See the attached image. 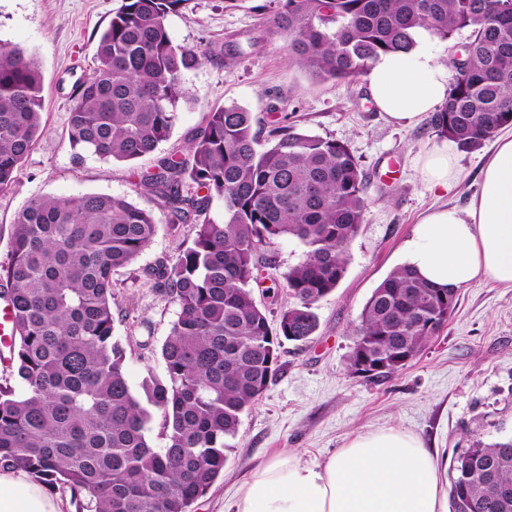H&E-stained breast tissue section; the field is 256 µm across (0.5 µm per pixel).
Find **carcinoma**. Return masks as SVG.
Instances as JSON below:
<instances>
[{"label":"carcinoma","instance_id":"obj_1","mask_svg":"<svg viewBox=\"0 0 512 512\" xmlns=\"http://www.w3.org/2000/svg\"><path fill=\"white\" fill-rule=\"evenodd\" d=\"M186 0H124L101 34L96 66L68 112L75 157L132 163L168 139L192 99L186 75L203 57L173 42L167 16ZM267 25L289 60L322 80L355 81L383 54L409 50L421 28L441 41L471 30L451 61L448 96L430 116L437 135L473 152L512 127V0H280ZM42 73L23 49L0 43V192L9 190L42 132ZM259 149L254 118L231 105L208 112L188 156L134 171L137 190L194 224L191 245L148 271L177 319L164 374L130 387L114 340L112 273L157 234L153 215L124 196L39 197L17 213L0 298L12 307L10 358L25 391L0 383V465L70 494L76 512H192L224 473L240 417L279 369L280 338L305 342L314 312L344 277L363 223L364 175L347 146L278 126ZM224 202V222L208 217ZM303 246L283 274L295 299L271 327L252 284L280 239ZM458 293L423 283L403 264L372 291L354 328L347 369L369 351L387 377L415 358L457 308ZM159 423L166 446L148 432ZM451 507L512 512V441H473L451 468Z\"/></svg>","mask_w":512,"mask_h":512}]
</instances>
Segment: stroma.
I'll return each instance as SVG.
<instances>
[{
    "label": "stroma",
    "mask_w": 512,
    "mask_h": 512,
    "mask_svg": "<svg viewBox=\"0 0 512 512\" xmlns=\"http://www.w3.org/2000/svg\"><path fill=\"white\" fill-rule=\"evenodd\" d=\"M121 4L0 0V40L34 59L45 97L36 147L11 190L0 192V265L10 257L16 213L34 198L106 193L151 212L157 235L112 277L114 338L125 350L132 388L148 375H163L161 348L178 313L148 271L195 237L191 224L169 230L165 211L136 191L133 169L151 168L160 155H187L206 113L235 104L253 113L260 134L286 124L343 143L364 175V220L349 246L344 277L315 306V335L304 343L283 341L277 376L242 414L224 475L194 512H224L260 460L288 451L323 464L363 432L393 428L417 434L446 471L473 440L512 438V287L480 281L460 290L457 309L438 336L389 377L357 376L346 365L359 315L374 288L404 264V244L415 224L432 208L467 206L488 148L458 152V183L445 194L432 191L417 166L419 156L440 142L428 122L389 123L376 111L365 81H320L290 63L285 38L266 26L279 0H244L236 8L224 0H185L166 23L175 43L193 47L204 60L187 76L193 101L179 108L170 138L156 155L133 165L93 156L74 162L69 108L95 67L98 38Z\"/></svg>",
    "instance_id": "1"
}]
</instances>
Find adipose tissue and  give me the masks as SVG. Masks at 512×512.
<instances>
[{"label":"adipose tissue","mask_w":512,"mask_h":512,"mask_svg":"<svg viewBox=\"0 0 512 512\" xmlns=\"http://www.w3.org/2000/svg\"><path fill=\"white\" fill-rule=\"evenodd\" d=\"M407 51L375 60L365 75L375 107L411 125L436 112L449 72L417 30ZM457 146L443 140L419 158L433 190L458 179ZM406 263L426 284L459 290L479 280L512 287V135L499 137L482 168L479 191L465 209L437 208L404 245ZM447 482L416 434L388 429L353 437L326 464L286 453L259 462L227 512H448ZM0 512H61L23 471H0Z\"/></svg>","instance_id":"obj_1"}]
</instances>
